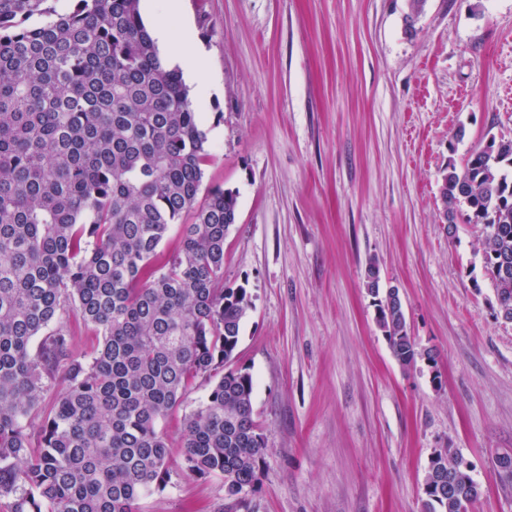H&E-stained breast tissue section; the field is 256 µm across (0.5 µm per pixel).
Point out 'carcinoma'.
<instances>
[{
	"label": "carcinoma",
	"mask_w": 512,
	"mask_h": 512,
	"mask_svg": "<svg viewBox=\"0 0 512 512\" xmlns=\"http://www.w3.org/2000/svg\"><path fill=\"white\" fill-rule=\"evenodd\" d=\"M0 0V499L11 512H140L168 486L159 423L193 382L210 384L184 415V472L218 478L237 501L257 485L266 442L252 375L232 367L244 288L224 287V240L238 197L198 199L212 161L177 68L165 66L139 0ZM441 195L479 240L498 315H512V139L491 138ZM180 246L160 247L172 226ZM376 322L404 368L418 351L402 302ZM98 336L73 349L70 317ZM63 380L55 401L45 394ZM457 494L427 467L424 512H474L462 459Z\"/></svg>",
	"instance_id": "carcinoma-1"
}]
</instances>
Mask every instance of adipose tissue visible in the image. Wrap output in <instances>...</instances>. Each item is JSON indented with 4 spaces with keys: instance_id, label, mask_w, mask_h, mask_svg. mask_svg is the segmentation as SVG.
<instances>
[{
    "instance_id": "ef3b65f1",
    "label": "adipose tissue",
    "mask_w": 512,
    "mask_h": 512,
    "mask_svg": "<svg viewBox=\"0 0 512 512\" xmlns=\"http://www.w3.org/2000/svg\"><path fill=\"white\" fill-rule=\"evenodd\" d=\"M149 32L166 65L180 64L188 81L198 85L205 82V74L198 65L196 34L183 20L181 0H170L167 12L153 19Z\"/></svg>"
}]
</instances>
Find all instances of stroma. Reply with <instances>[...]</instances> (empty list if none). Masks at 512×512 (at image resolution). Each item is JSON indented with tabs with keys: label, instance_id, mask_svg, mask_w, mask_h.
<instances>
[{
	"label": "stroma",
	"instance_id": "1",
	"mask_svg": "<svg viewBox=\"0 0 512 512\" xmlns=\"http://www.w3.org/2000/svg\"><path fill=\"white\" fill-rule=\"evenodd\" d=\"M210 75L204 187L238 195L224 285L244 287L236 366L268 451L255 489L187 476L185 411L161 427L171 481L142 512H423L429 458L451 449L512 512V322L475 244L449 236L440 182L512 138V0H183ZM417 347L402 368L375 321L368 261ZM435 361H428V354Z\"/></svg>",
	"mask_w": 512,
	"mask_h": 512
}]
</instances>
